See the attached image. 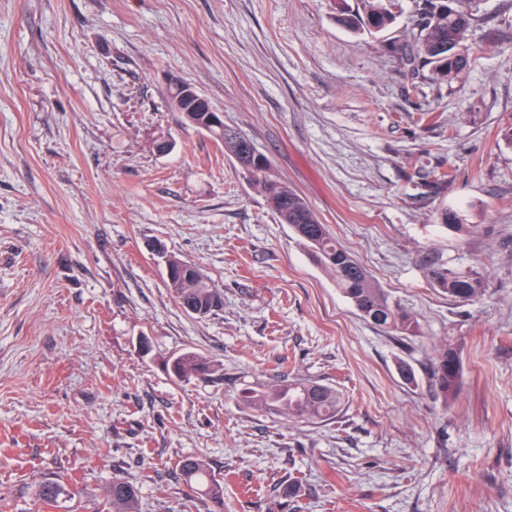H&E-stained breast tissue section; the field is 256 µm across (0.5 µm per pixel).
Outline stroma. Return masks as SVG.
Returning <instances> with one entry per match:
<instances>
[{"label":"stroma","instance_id":"1","mask_svg":"<svg viewBox=\"0 0 512 512\" xmlns=\"http://www.w3.org/2000/svg\"><path fill=\"white\" fill-rule=\"evenodd\" d=\"M422 4L353 32L336 18L364 0H0V512H106L116 477L140 512H210L188 455L224 512H512V0H472L470 64L447 81L403 59ZM171 76L412 334L366 320L223 145L179 123ZM154 243L221 289L217 314L181 307ZM434 266L479 271L484 299L449 297ZM445 341L463 363L447 402L429 375ZM187 349L223 379L169 378ZM283 374L341 390L336 418L239 402ZM47 481L77 494L45 505ZM180 471L192 487L203 492L216 505L217 509L213 512H224V487L199 456L184 457L180 462Z\"/></svg>","mask_w":512,"mask_h":512}]
</instances>
